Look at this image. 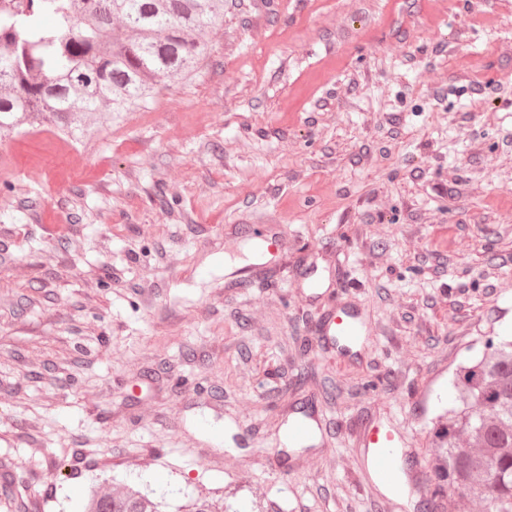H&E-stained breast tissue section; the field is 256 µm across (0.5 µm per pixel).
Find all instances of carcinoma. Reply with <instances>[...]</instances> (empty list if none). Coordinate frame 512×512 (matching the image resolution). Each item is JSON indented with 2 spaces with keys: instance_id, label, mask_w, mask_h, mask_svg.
I'll use <instances>...</instances> for the list:
<instances>
[{
  "instance_id": "1",
  "label": "carcinoma",
  "mask_w": 512,
  "mask_h": 512,
  "mask_svg": "<svg viewBox=\"0 0 512 512\" xmlns=\"http://www.w3.org/2000/svg\"><path fill=\"white\" fill-rule=\"evenodd\" d=\"M223 22L224 0H19L0 16V138L49 121L79 141L104 115L122 120L166 83L194 75ZM452 386L454 403L438 415L433 439L432 507L512 512V336L488 340ZM165 507V496L136 484L95 485L83 512ZM178 512L224 505L198 498Z\"/></svg>"
}]
</instances>
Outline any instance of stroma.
<instances>
[{
  "label": "stroma",
  "instance_id": "obj_1",
  "mask_svg": "<svg viewBox=\"0 0 512 512\" xmlns=\"http://www.w3.org/2000/svg\"><path fill=\"white\" fill-rule=\"evenodd\" d=\"M499 85L485 97L486 83ZM278 225L287 251L230 286ZM320 284L370 324L318 348ZM512 333V0H224L206 60L75 148L0 139V512L136 481L229 512H425L454 369ZM338 400H331L332 392ZM334 428L285 443L289 409ZM391 416L394 507L354 430Z\"/></svg>",
  "mask_w": 512,
  "mask_h": 512
}]
</instances>
